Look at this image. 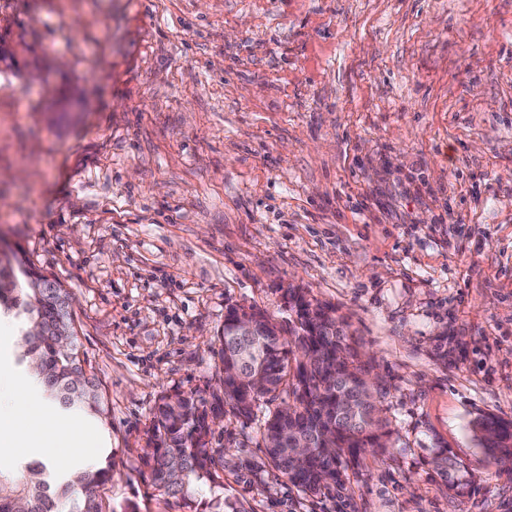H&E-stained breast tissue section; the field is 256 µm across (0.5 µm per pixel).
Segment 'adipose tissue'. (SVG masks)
I'll return each mask as SVG.
<instances>
[{
    "label": "adipose tissue",
    "instance_id": "ef3b65f1",
    "mask_svg": "<svg viewBox=\"0 0 512 512\" xmlns=\"http://www.w3.org/2000/svg\"><path fill=\"white\" fill-rule=\"evenodd\" d=\"M25 377L0 391V457L12 458L29 448L42 449L53 467L65 468L70 455L92 452L96 433L62 417L27 394Z\"/></svg>",
    "mask_w": 512,
    "mask_h": 512
}]
</instances>
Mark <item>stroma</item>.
<instances>
[{"instance_id": "obj_1", "label": "stroma", "mask_w": 512, "mask_h": 512, "mask_svg": "<svg viewBox=\"0 0 512 512\" xmlns=\"http://www.w3.org/2000/svg\"><path fill=\"white\" fill-rule=\"evenodd\" d=\"M0 47V250L74 297L106 512H185L143 465L153 409L210 398L226 305L285 326L292 288L346 324L393 446L306 496L228 415L225 498L512 512L472 432L512 420V0H0ZM437 457L449 462L452 467V474H449L447 470H444L443 473L448 491H453L457 495L467 493L470 489V481L466 478L467 467L455 456H450L445 451L439 452Z\"/></svg>"}]
</instances>
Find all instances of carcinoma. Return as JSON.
I'll return each instance as SVG.
<instances>
[{"instance_id": "carcinoma-1", "label": "carcinoma", "mask_w": 512, "mask_h": 512, "mask_svg": "<svg viewBox=\"0 0 512 512\" xmlns=\"http://www.w3.org/2000/svg\"><path fill=\"white\" fill-rule=\"evenodd\" d=\"M69 295L59 282L18 256L0 253V314L21 315L28 325L18 362L29 367L50 404L80 410L103 422L108 408L95 379H87L93 388L89 395L74 387L85 359L66 304ZM307 305L314 310L304 311L302 321L293 328V341L283 337L281 328L268 317L259 323L257 351L249 368L259 376L261 388L238 376L243 338L236 335L235 319L244 309L227 306L224 331L218 336L222 374L212 397L220 410L238 417L250 418L266 410L262 438L269 464L301 492L318 495L344 488L349 464L369 448L389 447L390 433L376 415L345 413L366 372L356 364V354L345 343L344 324L333 309L318 302ZM38 319L46 330L33 333L31 325ZM59 324L69 331L65 342L55 335ZM283 392L293 395L294 404L264 408ZM213 413L215 409L192 391L164 395L154 408L143 464L152 484L185 508L193 506L195 494L224 488V449L210 447ZM287 430L312 439V446L296 464L288 459L281 442ZM473 431L493 459L512 460V421L483 414L474 420ZM438 457L452 467V473H443L448 490L467 493V467L445 451ZM20 467L22 481L0 472V512H103L98 489L110 479V466L80 464L56 475L41 461H23Z\"/></svg>"}]
</instances>
